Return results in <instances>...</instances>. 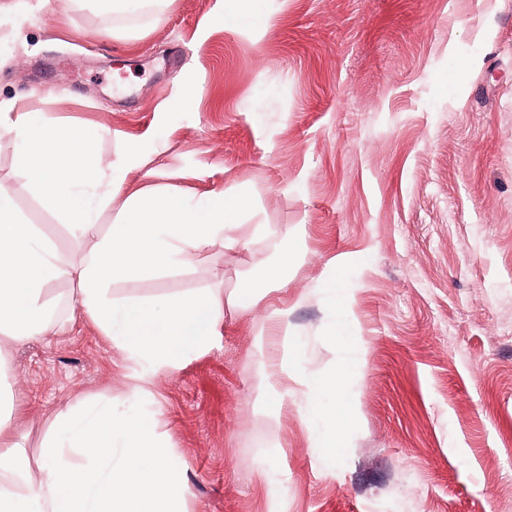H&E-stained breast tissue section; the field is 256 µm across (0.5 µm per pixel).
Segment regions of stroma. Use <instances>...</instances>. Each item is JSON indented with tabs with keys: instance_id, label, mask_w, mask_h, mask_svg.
<instances>
[{
	"instance_id": "stroma-1",
	"label": "stroma",
	"mask_w": 512,
	"mask_h": 512,
	"mask_svg": "<svg viewBox=\"0 0 512 512\" xmlns=\"http://www.w3.org/2000/svg\"><path fill=\"white\" fill-rule=\"evenodd\" d=\"M224 26V0L65 10L0 0V100L49 125L96 127L102 157L136 158L100 203L109 230L133 195L253 192L274 238L211 247L195 269L114 282V299L260 279L288 238V333L254 352L252 318L131 394L124 353L88 323L77 281L52 283L49 336L11 347L28 458L77 398L155 410L188 512H512V0H264ZM193 91H185L184 74ZM0 128V197L71 259L75 238L20 173ZM345 268L352 301L322 285ZM356 336L343 347L336 324ZM294 368L280 373L285 347ZM356 357L355 373L343 369ZM289 395L266 414V372ZM335 377L357 410L340 454L313 446L300 376Z\"/></svg>"
}]
</instances>
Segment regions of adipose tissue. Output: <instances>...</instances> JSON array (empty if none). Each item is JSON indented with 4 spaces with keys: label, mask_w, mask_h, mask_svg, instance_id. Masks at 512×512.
Masks as SVG:
<instances>
[{
    "label": "adipose tissue",
    "mask_w": 512,
    "mask_h": 512,
    "mask_svg": "<svg viewBox=\"0 0 512 512\" xmlns=\"http://www.w3.org/2000/svg\"><path fill=\"white\" fill-rule=\"evenodd\" d=\"M10 130L21 143V168L31 188L79 237H97L101 244L70 266L0 199V373L10 367L4 346L48 335L53 309L44 295L66 275H76L85 317L125 352L132 390L144 396L159 373L180 370L223 337L225 306L246 312L268 287L287 290L291 257L283 238L277 243L278 263L261 281L232 295L210 289L150 302L112 300L108 291L117 280L191 268L210 247L245 248L271 229L245 223L254 203L244 192L214 193L200 204L177 193H147L133 200L126 219L101 235L91 200L111 197L112 173L120 163L99 156L97 132L70 126L49 131L21 115ZM301 383L316 426L313 445L324 457L337 456L356 397L332 377L311 375ZM17 416L13 399L0 391V512H186L171 442L159 433L156 414H117L108 394L79 400L57 416L34 466L18 449Z\"/></svg>",
    "instance_id": "ef3b65f1"
}]
</instances>
